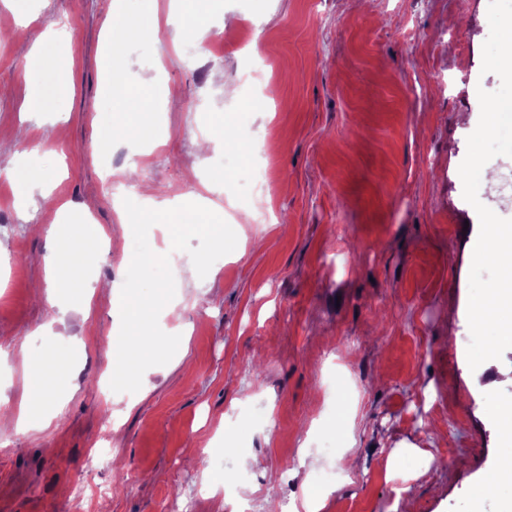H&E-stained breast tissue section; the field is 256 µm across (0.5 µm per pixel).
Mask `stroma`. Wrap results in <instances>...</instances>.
I'll use <instances>...</instances> for the list:
<instances>
[{
  "label": "stroma",
  "instance_id": "35a3bbf8",
  "mask_svg": "<svg viewBox=\"0 0 512 512\" xmlns=\"http://www.w3.org/2000/svg\"><path fill=\"white\" fill-rule=\"evenodd\" d=\"M26 5L23 26L0 0V405L29 419L0 439V512H258L270 492L280 512H512V483L491 485L512 455L496 421L512 349L486 361L489 394L461 341L479 219L459 166L479 91L501 84L482 70L486 0ZM151 16L158 37L112 53L125 20ZM59 20L71 37L50 51L73 91L32 114L31 60ZM143 106L153 148L113 132ZM220 123L273 149L263 196L227 176L237 147L200 150ZM133 164L165 205L150 223L134 221L137 188H105ZM18 170L49 194L21 202ZM84 211L105 239L77 284L49 289L46 259ZM175 255L199 258L196 287ZM149 284L183 319L161 326L132 396L104 395L125 296ZM26 355L58 412L27 416ZM107 426L111 461L87 471ZM329 468L339 478L313 487Z\"/></svg>",
  "mask_w": 512,
  "mask_h": 512
}]
</instances>
